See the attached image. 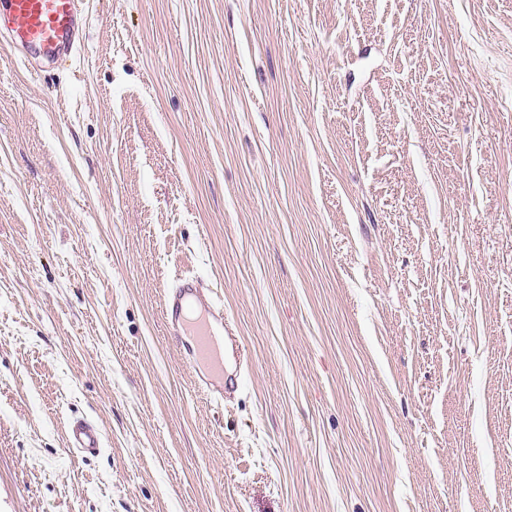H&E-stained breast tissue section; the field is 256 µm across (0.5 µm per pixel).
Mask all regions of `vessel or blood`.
<instances>
[{"label":"vessel or blood","mask_w":512,"mask_h":512,"mask_svg":"<svg viewBox=\"0 0 512 512\" xmlns=\"http://www.w3.org/2000/svg\"><path fill=\"white\" fill-rule=\"evenodd\" d=\"M78 0H0V36L22 56L50 59L74 53L79 44ZM162 314L172 342L185 345V362L197 371V387L207 398L227 399L249 367L248 356L224 308L192 276L179 277L164 298ZM68 442L84 456L100 452L102 435L83 417L68 426Z\"/></svg>","instance_id":"vessel-or-blood-1"}]
</instances>
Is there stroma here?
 Returning <instances> with one entry per match:
<instances>
[{
	"label": "stroma",
	"instance_id": "1",
	"mask_svg": "<svg viewBox=\"0 0 512 512\" xmlns=\"http://www.w3.org/2000/svg\"><path fill=\"white\" fill-rule=\"evenodd\" d=\"M82 8L0 46V512H512V0ZM162 314L171 341L186 343L185 362L196 374L198 389L209 399H229L249 359L231 323L224 322L223 306L197 278L181 276L167 291ZM68 442L83 456H92L103 447L102 435L97 426L84 417H74L68 426Z\"/></svg>",
	"mask_w": 512,
	"mask_h": 512
}]
</instances>
